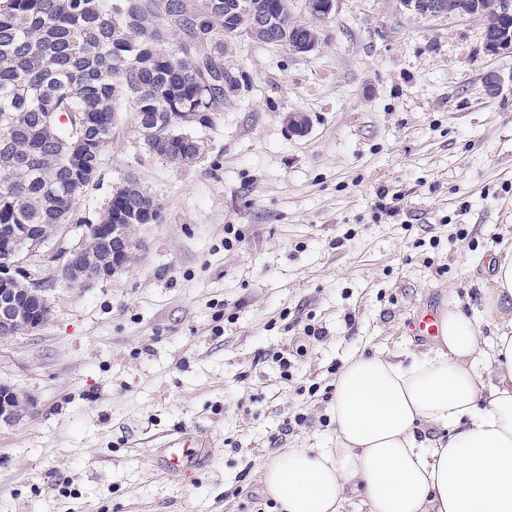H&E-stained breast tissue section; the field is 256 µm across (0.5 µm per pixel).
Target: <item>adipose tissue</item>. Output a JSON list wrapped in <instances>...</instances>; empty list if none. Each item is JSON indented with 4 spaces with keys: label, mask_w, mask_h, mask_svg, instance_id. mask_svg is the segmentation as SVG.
Here are the masks:
<instances>
[{
    "label": "adipose tissue",
    "mask_w": 512,
    "mask_h": 512,
    "mask_svg": "<svg viewBox=\"0 0 512 512\" xmlns=\"http://www.w3.org/2000/svg\"><path fill=\"white\" fill-rule=\"evenodd\" d=\"M498 335L442 312L437 342L397 359L358 353L336 380L331 448H289L260 463L278 512H512V253L483 297Z\"/></svg>",
    "instance_id": "1"
}]
</instances>
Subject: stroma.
<instances>
[{
  "mask_svg": "<svg viewBox=\"0 0 512 512\" xmlns=\"http://www.w3.org/2000/svg\"><path fill=\"white\" fill-rule=\"evenodd\" d=\"M291 2L318 46L227 45L240 86L193 127L197 163L150 154L123 105L75 213L138 181L162 221L135 226L129 270L70 288L58 262L30 261L51 315L0 341V383L34 401L0 425V512H276L259 463L329 447L349 356L425 349L408 324L430 303L481 313L489 263L512 244V83L489 97L483 79L512 73V54L485 52L476 17L338 0L319 19ZM181 430L211 439V459L158 473Z\"/></svg>",
  "mask_w": 512,
  "mask_h": 512,
  "instance_id": "stroma-1",
  "label": "stroma"
}]
</instances>
